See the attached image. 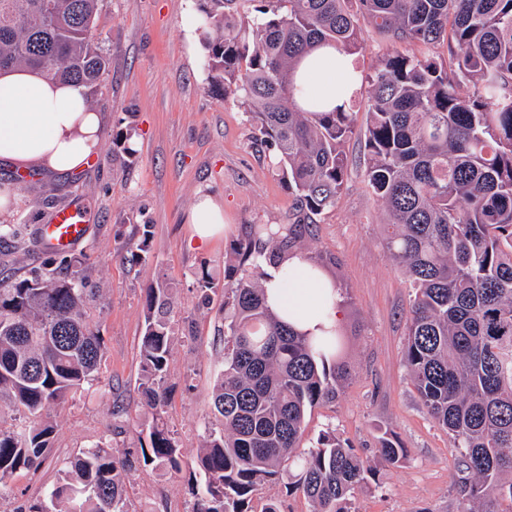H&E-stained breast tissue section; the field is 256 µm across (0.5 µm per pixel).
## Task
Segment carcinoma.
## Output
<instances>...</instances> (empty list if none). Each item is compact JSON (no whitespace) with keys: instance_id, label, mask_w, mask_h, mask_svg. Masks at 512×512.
<instances>
[{"instance_id":"carcinoma-1","label":"carcinoma","mask_w":512,"mask_h":512,"mask_svg":"<svg viewBox=\"0 0 512 512\" xmlns=\"http://www.w3.org/2000/svg\"><path fill=\"white\" fill-rule=\"evenodd\" d=\"M99 0H0V71L29 67L90 88L108 61ZM205 64L234 95L255 141L295 196L293 224H252L225 269L224 368L210 428L188 466L193 512H255L259 487L281 475L311 512H351L373 475L330 430L300 448L307 414L336 399L350 372L341 334L313 342L266 308L254 272L292 252L305 221L336 205L348 177L343 144L355 113L301 109L295 72L321 45L362 51L367 23L396 45H445L448 62L394 49L371 77L364 133L367 186L389 217L385 248L414 291L404 364L423 408L458 453L461 512H512V0H200ZM92 289L73 275L0 278V404L33 417L0 424V496L36 472L52 413L98 381L101 338L85 316ZM140 388L153 423L140 463L183 470L162 421L173 346L171 298H145ZM395 465L407 449L384 438ZM135 462L100 441L65 462L39 499L13 512H130Z\"/></svg>"}]
</instances>
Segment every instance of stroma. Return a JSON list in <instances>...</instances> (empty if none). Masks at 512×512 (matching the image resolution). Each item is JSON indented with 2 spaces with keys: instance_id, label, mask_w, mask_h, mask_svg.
Segmentation results:
<instances>
[{
  "instance_id": "stroma-1",
  "label": "stroma",
  "mask_w": 512,
  "mask_h": 512,
  "mask_svg": "<svg viewBox=\"0 0 512 512\" xmlns=\"http://www.w3.org/2000/svg\"><path fill=\"white\" fill-rule=\"evenodd\" d=\"M198 0H99L97 33L108 68L91 92L104 118L99 154L73 174L35 172L18 181L0 164V187L17 184L19 198L0 225V278L59 270L84 277L95 295L88 319L102 339L100 394L77 392L53 416L50 456L35 473H20L0 512L43 497L62 464L107 436L112 447L139 453L150 416L139 387L147 288H167L173 301L174 350L166 384L165 421L185 460H192L216 418L211 391L224 363V266L253 224H289L294 197L269 155L252 143V123L234 98L209 91L197 25ZM123 138L135 152L114 150ZM348 183L335 207L315 216L296 251L320 264L340 295L350 370L336 400L308 414L302 447L331 429L372 466L353 500L355 512H459L457 451L422 407L407 375L404 343L412 290L384 247L386 213L364 182L360 137L346 144ZM224 207L226 229L195 244L188 216L197 197ZM77 204L89 232L50 262L38 244L53 214ZM149 227L146 251L124 244L137 225ZM208 271L217 287L198 282ZM407 448L399 464L379 461L381 439ZM134 512H192L185 477L149 467L128 487Z\"/></svg>"
}]
</instances>
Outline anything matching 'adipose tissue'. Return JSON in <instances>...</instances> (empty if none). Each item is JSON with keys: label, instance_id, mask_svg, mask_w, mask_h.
Returning a JSON list of instances; mask_svg holds the SVG:
<instances>
[{"label": "adipose tissue", "instance_id": "1", "mask_svg": "<svg viewBox=\"0 0 512 512\" xmlns=\"http://www.w3.org/2000/svg\"><path fill=\"white\" fill-rule=\"evenodd\" d=\"M359 81L352 56L320 48L299 66L297 82L306 98L329 107L351 105ZM103 118L90 104L87 87L52 80L26 68L0 75V162L13 170L67 173L87 167L101 142ZM192 238L209 244L224 231V208L199 196L189 216ZM269 311L295 332L329 335L341 323L342 308L332 281L301 255L285 258L262 280Z\"/></svg>", "mask_w": 512, "mask_h": 512}]
</instances>
